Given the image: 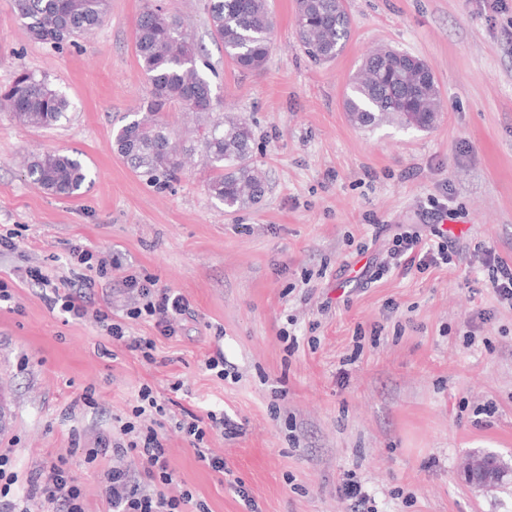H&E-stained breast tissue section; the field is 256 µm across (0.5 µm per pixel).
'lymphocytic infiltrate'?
<instances>
[{
	"label": "lymphocytic infiltrate",
	"mask_w": 512,
	"mask_h": 512,
	"mask_svg": "<svg viewBox=\"0 0 512 512\" xmlns=\"http://www.w3.org/2000/svg\"><path fill=\"white\" fill-rule=\"evenodd\" d=\"M453 243V236L436 224L425 231L416 224L400 226L383 255L369 259L355 281L365 286L396 269L422 273L452 264L456 255ZM472 258L485 272V282L497 299L512 305V263L502 258L494 245L485 243L475 247ZM111 268L108 254L74 244L69 248L67 274H51L34 263L17 268L13 281L0 279V303L13 300V282L35 285L46 305L59 310L65 320L94 322L109 336L124 342L128 350L153 361V339L128 335L126 320L148 317L160 335L171 337L182 320L191 316L190 304L182 294L158 286L155 279L132 274L126 277L125 285L133 301L126 309L125 321H116L111 307L97 306L91 295L98 279L107 277ZM165 414L166 408L152 387L142 385L130 415L117 418L97 447L84 450L83 462L87 465L105 455L115 460L112 468L100 476L102 496L111 512H210L204 500L177 481L161 434L154 425L144 422L145 417ZM175 425L194 447L198 460L215 473H223L224 457L208 448L206 437L214 430L234 436L238 425L212 410L203 416L184 411ZM0 512H86L83 487L69 459L59 456L42 461L23 480L15 469L11 449L0 448Z\"/></svg>",
	"instance_id": "lymphocytic-infiltrate-1"
}]
</instances>
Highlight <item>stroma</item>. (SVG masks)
Returning <instances> with one entry per match:
<instances>
[{
	"mask_svg": "<svg viewBox=\"0 0 512 512\" xmlns=\"http://www.w3.org/2000/svg\"><path fill=\"white\" fill-rule=\"evenodd\" d=\"M144 0H111L104 23L57 50L31 41L11 0H0V87L23 69L47 75L74 108L44 129L0 109V229L25 231L0 254V277L39 263L67 270L69 244L113 258L96 301L130 304L136 274L181 293L193 316L177 335L127 321L155 341L153 362L89 322H64L34 285L0 306V448L27 478L39 461H76L89 512H108L100 474L82 465L113 417L127 416L141 385L169 411L161 432L177 479L211 512H351L337 496L355 472L374 512H512V484L472 490L463 461L486 451L512 464V307L499 303L468 255L426 272L395 270L367 288L349 272L381 251L380 224H416L432 200L471 249L494 242L512 258V0H347L350 35L335 60L316 64L296 45L294 0H269L275 27L263 70L238 71L207 23L208 0H159L194 42L223 112L253 132V161L268 175L262 201L225 213L205 190L193 153L202 120L179 106L165 119L187 152L177 181L157 189L113 148V131L142 113L150 85L134 47ZM386 45L424 60L443 110L433 128H361L343 108L365 54ZM79 152L90 170L82 195L63 200L32 185L24 161ZM309 285H302L303 276ZM298 338L286 354L281 332ZM223 349L239 380L204 367ZM180 391H172L173 383ZM93 388L103 412L73 409ZM224 412L225 474L200 462L177 430L182 409Z\"/></svg>",
	"mask_w": 512,
	"mask_h": 512,
	"instance_id": "35a3bbf8",
	"label": "stroma"
}]
</instances>
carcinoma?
<instances>
[{"instance_id": "obj_1", "label": "carcinoma", "mask_w": 512, "mask_h": 512, "mask_svg": "<svg viewBox=\"0 0 512 512\" xmlns=\"http://www.w3.org/2000/svg\"><path fill=\"white\" fill-rule=\"evenodd\" d=\"M12 7L33 40L60 50L99 27L109 0H12ZM207 10L211 34L224 49V58L242 72L261 71L274 28L268 0H209ZM295 19L298 44L312 62H329L344 49L350 32L346 0H296ZM135 52L150 84V97L147 114L113 134L118 155L152 184L165 186L176 180L182 148L173 142L162 112L179 103L207 117L196 147L210 169V198L226 212L258 204L266 179L252 162V130L246 122L222 113L213 116L218 97L200 69L204 50L156 0H144L137 17ZM0 101L19 123L35 128L58 125L73 108L66 94L29 70L17 73L0 92ZM344 109L361 126L398 122L425 129L441 111L440 92L423 60L383 47L366 58L345 96ZM26 175L40 189L67 199L80 196L88 181L80 157L60 152L29 159Z\"/></svg>"}]
</instances>
